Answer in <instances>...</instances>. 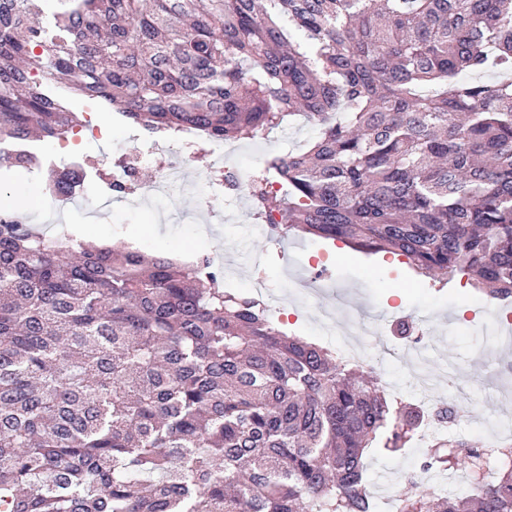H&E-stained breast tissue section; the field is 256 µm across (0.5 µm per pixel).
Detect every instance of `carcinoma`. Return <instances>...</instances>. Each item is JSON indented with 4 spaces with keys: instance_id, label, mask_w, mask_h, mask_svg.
Wrapping results in <instances>:
<instances>
[{
    "instance_id": "obj_1",
    "label": "carcinoma",
    "mask_w": 512,
    "mask_h": 512,
    "mask_svg": "<svg viewBox=\"0 0 512 512\" xmlns=\"http://www.w3.org/2000/svg\"><path fill=\"white\" fill-rule=\"evenodd\" d=\"M35 73L151 138L253 140L303 116L317 137L249 184L274 234L512 301V0H57L49 19L0 0V145L82 123ZM424 419L207 255L0 222V512H377L366 451H401ZM493 451L512 455L439 439L424 468ZM470 477L394 512H512V466Z\"/></svg>"
}]
</instances>
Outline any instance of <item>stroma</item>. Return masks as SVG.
Returning a JSON list of instances; mask_svg holds the SVG:
<instances>
[{"label":"stroma","instance_id":"35a3bbf8","mask_svg":"<svg viewBox=\"0 0 512 512\" xmlns=\"http://www.w3.org/2000/svg\"><path fill=\"white\" fill-rule=\"evenodd\" d=\"M67 104L107 128V139L83 146L90 165L108 173L113 157L123 154L135 161L138 183L157 180L156 162L141 158L147 146L143 130L111 108L89 105L84 98L68 96ZM316 135L315 126L300 119L255 140L232 142L227 152H218L215 143H205L202 154L184 167L181 213L163 221L158 218L166 209L162 197L148 207L116 203L111 210H101L103 183L99 180L86 184L79 207L57 211L46 193L51 168L44 164L18 177L0 159V172L10 176L7 184L0 185V196H16L19 213L45 232H52L54 221L63 219L72 238L87 244L96 240L131 245L146 254L165 253L184 260L188 257L185 244L194 243L196 252L223 264L225 287L259 295L289 332L337 351L342 340L317 313L318 305L331 306L334 320L360 322L365 334L358 339L356 359L375 369L389 399L421 404L420 381L433 380L441 395L462 391L485 405L480 419L467 420L454 430L443 429L441 437L456 434L512 443V426L496 422L498 410L512 412V396L502 393L503 387L512 388V361L498 355L501 345L512 344V332L500 331L493 322L494 316L508 311L502 301L460 280L442 288L433 286L409 273L406 265L388 266L381 257H366L339 241L325 243L302 236L283 240L264 227L246 233V226L256 222L247 191L234 199L216 192L204 203L195 194L208 186L218 166L241 163L255 169L267 156L288 154ZM317 256L323 257L327 269L326 278L318 281L313 280L311 268ZM403 319L411 322L414 336L429 339L436 347L421 368L410 367L409 357L402 353L405 343L394 333ZM424 448V441L417 439L401 455L377 449L367 453V476L380 512H393L394 498L409 484L428 494H465L470 486L468 473L461 468L423 471Z\"/></svg>","mask_w":512,"mask_h":512}]
</instances>
